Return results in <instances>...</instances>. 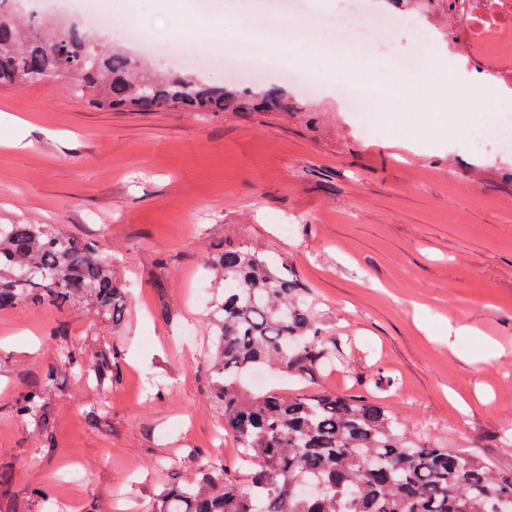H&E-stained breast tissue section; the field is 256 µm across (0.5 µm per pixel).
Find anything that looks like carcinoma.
Returning a JSON list of instances; mask_svg holds the SVG:
<instances>
[{"label": "carcinoma", "mask_w": 512, "mask_h": 512, "mask_svg": "<svg viewBox=\"0 0 512 512\" xmlns=\"http://www.w3.org/2000/svg\"><path fill=\"white\" fill-rule=\"evenodd\" d=\"M0 0V86L65 81L100 111L151 112L177 97L188 112L244 110L233 88L159 75L118 50L100 65L80 64L87 36L79 26L34 30ZM210 266L224 298L206 317L213 394L224 434L251 466L245 482L219 466L160 491L151 512H512V475L447 448L417 445L385 404L362 396L251 392L245 373L266 369L313 380L335 356V337L304 299L297 280L254 250L226 249ZM85 300L114 323L124 291L96 246L51 224H0V309L27 302L61 306ZM42 391L18 402L40 417Z\"/></svg>", "instance_id": "carcinoma-1"}]
</instances>
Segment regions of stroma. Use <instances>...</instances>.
<instances>
[{"mask_svg":"<svg viewBox=\"0 0 512 512\" xmlns=\"http://www.w3.org/2000/svg\"><path fill=\"white\" fill-rule=\"evenodd\" d=\"M400 24L335 56L282 53L292 74L188 68L197 82L286 95L276 112H103L46 80L0 88V221L51 224L93 243L127 290L112 323L78 303L0 310V512H150L167 484L223 462L245 477L211 394L205 314L223 286L209 260L254 247L284 264L336 339L314 381L288 394L357 393L386 403L422 446L512 473V158L454 142L443 113L395 130L349 108L337 77L448 38V0H400ZM147 43L181 44L162 13ZM319 76L309 84L305 73ZM438 140L439 150L423 149ZM116 351L111 379L95 371ZM86 354L79 375L61 362ZM43 392V421L16 414Z\"/></svg>","mask_w":512,"mask_h":512,"instance_id":"obj_1","label":"stroma"}]
</instances>
